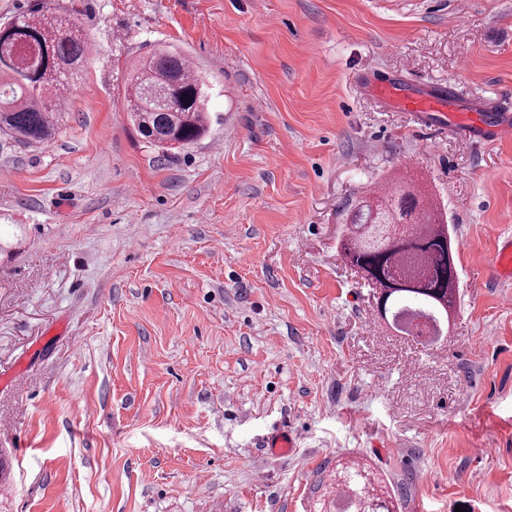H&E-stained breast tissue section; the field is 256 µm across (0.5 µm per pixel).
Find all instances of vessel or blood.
<instances>
[{
    "mask_svg": "<svg viewBox=\"0 0 512 512\" xmlns=\"http://www.w3.org/2000/svg\"><path fill=\"white\" fill-rule=\"evenodd\" d=\"M366 87L386 105L409 113L421 123L448 126L481 142H495L512 135V107L463 103L460 90L452 82L415 88L396 80L370 77ZM492 271L497 277L512 278V240L504 241L498 248Z\"/></svg>",
    "mask_w": 512,
    "mask_h": 512,
    "instance_id": "obj_1",
    "label": "vessel or blood"
}]
</instances>
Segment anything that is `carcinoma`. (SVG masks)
Wrapping results in <instances>:
<instances>
[{"label":"carcinoma","mask_w":512,"mask_h":512,"mask_svg":"<svg viewBox=\"0 0 512 512\" xmlns=\"http://www.w3.org/2000/svg\"><path fill=\"white\" fill-rule=\"evenodd\" d=\"M91 45L70 21L53 14L23 13L0 25V131L23 145H40L58 132L51 97L69 88L72 71ZM126 111L147 143L167 148L195 143L207 130L203 83L186 56L152 49L130 66ZM380 240L367 242L371 226ZM347 264L367 285L380 289L378 310L428 306L447 317L458 290L456 249L433 197L400 178L385 193L366 195L349 214L341 239ZM336 499L346 512H397L398 502L380 492L379 478L355 462L339 465Z\"/></svg>","instance_id":"obj_1"}]
</instances>
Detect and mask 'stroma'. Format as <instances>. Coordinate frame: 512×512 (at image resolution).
<instances>
[{"instance_id": "stroma-1", "label": "stroma", "mask_w": 512, "mask_h": 512, "mask_svg": "<svg viewBox=\"0 0 512 512\" xmlns=\"http://www.w3.org/2000/svg\"><path fill=\"white\" fill-rule=\"evenodd\" d=\"M91 43L59 131L0 132V512H316L338 461L399 512H512V137L418 126L370 73L512 99V0H0ZM209 129L160 149L125 110L156 45ZM458 245L454 324L390 333L338 247L396 176ZM288 427L295 449L266 441ZM492 271L502 279L512 278V240L504 241L498 248Z\"/></svg>"}]
</instances>
